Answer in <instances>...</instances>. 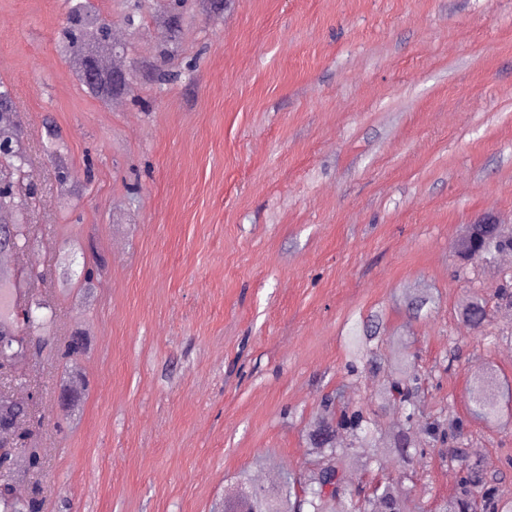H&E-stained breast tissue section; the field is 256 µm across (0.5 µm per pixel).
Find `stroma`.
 <instances>
[{
	"mask_svg": "<svg viewBox=\"0 0 512 512\" xmlns=\"http://www.w3.org/2000/svg\"><path fill=\"white\" fill-rule=\"evenodd\" d=\"M112 22L121 93L101 101L56 46L68 0H0V81L27 131L38 195L30 273L57 323L34 356L44 512H219L242 482L307 474L308 423L349 385L351 337L385 363L417 354L422 417L451 410L461 441L512 501V255L460 270L453 247L490 218L512 230V0H187L164 59L160 0H95ZM67 147L59 200L49 133ZM94 248L90 299L63 288ZM479 292L488 318L459 316ZM428 303L413 310L419 293ZM92 347L76 416L55 348ZM494 344H487V337ZM459 361H452L453 353ZM501 383L500 419L470 416L469 381ZM404 477L423 512L452 495L448 451L370 471Z\"/></svg>",
	"mask_w": 512,
	"mask_h": 512,
	"instance_id": "35a3bbf8",
	"label": "stroma"
}]
</instances>
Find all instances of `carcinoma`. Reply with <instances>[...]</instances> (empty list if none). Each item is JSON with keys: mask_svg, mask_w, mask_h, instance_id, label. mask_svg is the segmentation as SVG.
Returning a JSON list of instances; mask_svg holds the SVG:
<instances>
[{"mask_svg": "<svg viewBox=\"0 0 512 512\" xmlns=\"http://www.w3.org/2000/svg\"><path fill=\"white\" fill-rule=\"evenodd\" d=\"M104 19L92 4V0H75L71 5L66 25L58 35L62 53L75 65L82 64L85 55L97 50L98 56L112 54L114 44L112 29L101 26ZM86 89L106 101L112 98V76H101ZM21 126L15 110L11 90L0 83V212L13 217L16 231L14 248L18 253L30 246V225L27 224L30 196L16 190L17 178L25 171L28 155L14 144V134ZM512 248V236L498 235L493 243L480 249L477 256L468 250H455L462 261H489L496 253ZM71 259L64 262V275L68 288H91L94 268L86 270L83 279L69 280ZM461 319L470 327L479 329L486 322L488 311L485 301L474 296L460 309ZM56 325L55 311L38 298L25 274H11L0 269V377L19 384L20 368L35 355V349L53 332ZM379 336H358L351 344L353 362L350 376L356 381L359 368L375 371L380 369ZM89 345L70 336L59 354V362L68 374L67 404L78 405L87 390V379L81 361L87 356ZM419 374L415 356L406 355L396 364L393 374L387 376L377 393L379 398H390L399 407L405 421L420 413ZM471 414L483 420L498 416L500 403L497 399V378L485 372L470 382ZM37 396L30 395L23 404L12 392L0 391V447L9 449L0 454V512H40L37 478L42 466V453L27 456L28 465L23 470L13 467L12 448H29L36 442ZM458 421L451 413H442L432 420L422 422L421 444L413 445L410 427L386 434L380 431L370 416V409L363 402L347 403L341 391L321 399L320 412L311 422V437L325 429L341 431L350 439V446L338 448L332 439L314 441L318 462L322 467L300 479L288 474V483L277 487L246 484L236 499L224 506V512H418L417 505H409L410 490L393 482L379 481L367 490L350 491L338 487L327 495L323 485L327 473L345 474L344 463L360 448H380L410 460L423 455L425 446L443 445L455 437ZM448 463L458 468L460 480L456 495L445 501L439 512H473L476 502H481L482 512H512V501L503 500L497 492L495 479L486 477L479 466L472 462L461 448L448 453Z\"/></svg>", "mask_w": 512, "mask_h": 512, "instance_id": "cac0c4a2", "label": "carcinoma"}]
</instances>
